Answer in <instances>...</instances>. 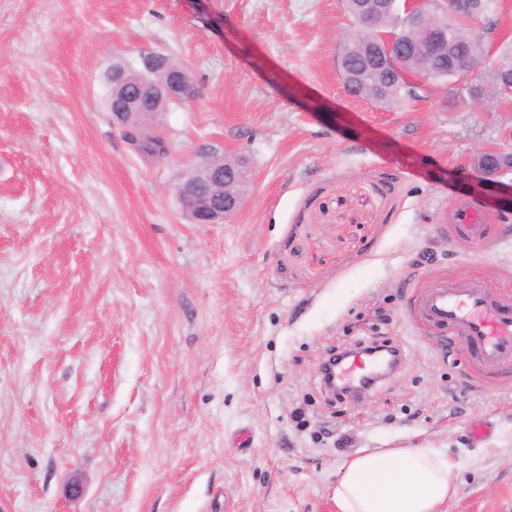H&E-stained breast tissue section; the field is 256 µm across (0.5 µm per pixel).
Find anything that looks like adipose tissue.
<instances>
[{"label": "adipose tissue", "instance_id": "1", "mask_svg": "<svg viewBox=\"0 0 512 512\" xmlns=\"http://www.w3.org/2000/svg\"><path fill=\"white\" fill-rule=\"evenodd\" d=\"M458 463L439 448H384L346 460L336 512H437L458 492Z\"/></svg>", "mask_w": 512, "mask_h": 512}]
</instances>
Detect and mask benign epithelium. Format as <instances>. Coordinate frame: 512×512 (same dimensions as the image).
Masks as SVG:
<instances>
[{
	"label": "benign epithelium",
	"instance_id": "benign-epithelium-1",
	"mask_svg": "<svg viewBox=\"0 0 512 512\" xmlns=\"http://www.w3.org/2000/svg\"><path fill=\"white\" fill-rule=\"evenodd\" d=\"M364 5L354 15L355 25L371 28L374 16L384 10L388 0H363ZM436 0H398L400 8L418 15L417 28L390 33L382 42L366 51V63L372 68H387L397 79H405V59L415 53L431 54L442 43L441 27L433 9ZM143 69L124 65L112 67L109 76L112 116L126 124L137 116L142 120L154 116L159 108L173 100L184 99L188 70L173 66L160 55L143 58ZM250 169L238 159L215 158L207 167L184 178L177 187V202L181 211L195 224H217L234 215L242 207L249 184Z\"/></svg>",
	"mask_w": 512,
	"mask_h": 512
}]
</instances>
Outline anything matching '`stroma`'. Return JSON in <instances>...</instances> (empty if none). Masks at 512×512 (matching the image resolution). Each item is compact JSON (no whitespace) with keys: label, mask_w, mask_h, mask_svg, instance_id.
<instances>
[{"label":"stroma","mask_w":512,"mask_h":512,"mask_svg":"<svg viewBox=\"0 0 512 512\" xmlns=\"http://www.w3.org/2000/svg\"><path fill=\"white\" fill-rule=\"evenodd\" d=\"M350 27L342 0H0V512H336L344 461L415 445L460 466L438 512H512V376L470 381L406 288L512 296V168H475L512 148V97L347 95ZM475 27L512 50V0ZM148 54L199 91L151 119L163 158L107 106ZM225 155L244 204L191 223L175 188ZM464 201L482 237L455 235ZM362 340L397 373L327 391L324 356Z\"/></svg>","instance_id":"35a3bbf8"}]
</instances>
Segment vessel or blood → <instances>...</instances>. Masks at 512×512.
Returning <instances> with one entry per match:
<instances>
[{"label":"vessel or blood","instance_id":"b4317fda","mask_svg":"<svg viewBox=\"0 0 512 512\" xmlns=\"http://www.w3.org/2000/svg\"><path fill=\"white\" fill-rule=\"evenodd\" d=\"M484 213L465 203L455 211L454 227L464 235L479 234ZM418 324L439 331L449 345H462L482 379L512 373V297L499 294L484 280L436 281L419 287L411 302ZM396 356L365 349L342 353L332 366L337 390L360 391L389 377Z\"/></svg>","mask_w":512,"mask_h":512}]
</instances>
